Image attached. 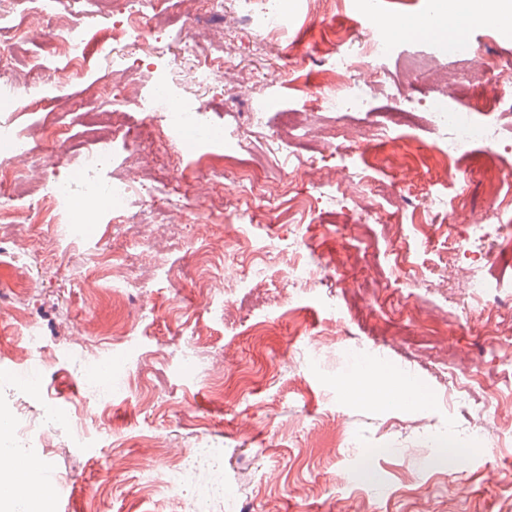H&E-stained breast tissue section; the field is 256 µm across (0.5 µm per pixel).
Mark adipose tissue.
Here are the masks:
<instances>
[{"mask_svg": "<svg viewBox=\"0 0 512 512\" xmlns=\"http://www.w3.org/2000/svg\"><path fill=\"white\" fill-rule=\"evenodd\" d=\"M375 22L392 34L431 33L453 43L475 24L512 30V0H436L431 14L403 20L379 14ZM35 476L36 471L28 462L24 463L21 476L0 472V512H47L46 503L25 492Z\"/></svg>", "mask_w": 512, "mask_h": 512, "instance_id": "adipose-tissue-1", "label": "adipose tissue"}]
</instances>
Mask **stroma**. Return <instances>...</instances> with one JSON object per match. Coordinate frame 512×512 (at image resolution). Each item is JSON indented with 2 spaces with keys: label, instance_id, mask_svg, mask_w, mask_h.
Returning a JSON list of instances; mask_svg holds the SVG:
<instances>
[{
  "label": "stroma",
  "instance_id": "stroma-1",
  "mask_svg": "<svg viewBox=\"0 0 512 512\" xmlns=\"http://www.w3.org/2000/svg\"><path fill=\"white\" fill-rule=\"evenodd\" d=\"M56 8L58 25L87 36L80 77L52 74L43 88L65 102L59 119L69 137H49L42 114L0 113L32 147L21 159L1 155L0 174L21 169L37 185L47 171L76 170L96 147L84 112L110 106L89 87L118 82L135 98L161 74L179 99L206 105L212 124L247 136L250 150L234 164L199 159L129 106L114 125L112 160L98 174L146 184L125 216L85 204L88 232L72 239L47 223L53 204L35 194L19 202L26 223L0 224V408L21 397L5 387V374L37 362L51 402L101 420L93 447H74L62 426L37 444L49 474L67 479L53 512H186L189 499L208 491L218 512H512V335L493 306L476 309L470 324L440 294L408 286L409 278L432 277L459 231L435 210L411 223L423 195L440 196L462 218L497 211L490 237L512 225V207L497 199L512 153L477 145L440 184L435 171L447 141L429 128L392 140L380 129L384 113L437 97L426 76L407 88L397 79L403 57L430 45L406 40L387 57L382 89L357 115L362 138H345L339 113H323L337 156L303 168L300 159L316 156V134L304 127L275 140L278 111L307 108L337 53L359 52L365 23L352 0H305L287 32L263 43L235 0L219 8L187 0L166 41L188 31L208 54L236 61L207 93L150 37L137 68L113 72L103 44L114 18L101 0H58ZM273 64L282 67L277 81L257 82ZM263 100L274 108L258 130L248 114ZM248 180L258 195L236 194L235 183ZM359 183L375 211L347 199ZM265 192L288 198V210L267 212ZM272 236L283 248L275 257L265 251ZM69 253L97 263L74 270ZM293 261L321 271L325 285L294 291L285 275ZM228 264L240 271L234 296L243 302L233 323L224 318ZM259 267L264 275L254 276ZM145 271L150 296L113 292L114 276ZM329 290L338 310L326 304ZM30 325L41 350L26 348ZM328 331L322 358L312 359V345ZM354 343L380 345L384 364L429 395L431 412L376 404L342 384L337 359ZM94 347L112 362L111 381L97 387L86 385L81 363ZM476 424L479 440L470 436ZM202 447L223 449L222 470L187 475L175 493L143 487L141 469Z\"/></svg>",
  "mask_w": 512,
  "mask_h": 512
}]
</instances>
